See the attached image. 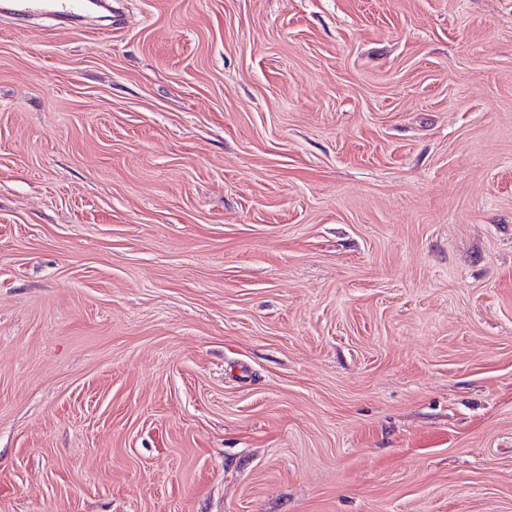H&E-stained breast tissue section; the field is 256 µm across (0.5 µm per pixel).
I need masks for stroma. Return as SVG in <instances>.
Listing matches in <instances>:
<instances>
[{
	"label": "stroma",
	"instance_id": "stroma-1",
	"mask_svg": "<svg viewBox=\"0 0 512 512\" xmlns=\"http://www.w3.org/2000/svg\"><path fill=\"white\" fill-rule=\"evenodd\" d=\"M0 512H512V0L0 14Z\"/></svg>",
	"mask_w": 512,
	"mask_h": 512
}]
</instances>
